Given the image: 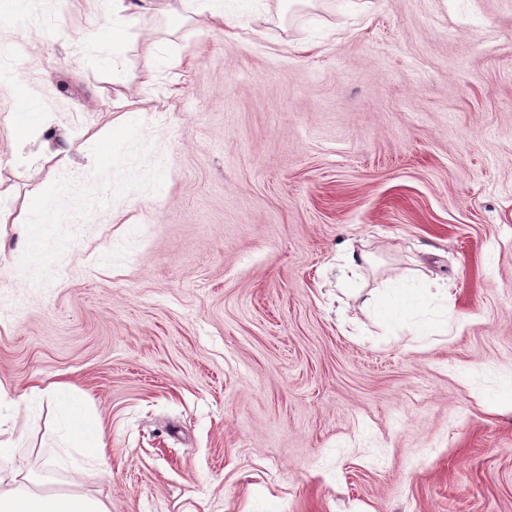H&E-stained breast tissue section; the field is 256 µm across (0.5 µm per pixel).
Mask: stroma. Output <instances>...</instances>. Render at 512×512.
Segmentation results:
<instances>
[{"mask_svg":"<svg viewBox=\"0 0 512 512\" xmlns=\"http://www.w3.org/2000/svg\"><path fill=\"white\" fill-rule=\"evenodd\" d=\"M224 2L233 37L0 14V469L107 512H512V0ZM31 393H38L56 402L65 420L67 435L77 440L91 439L87 449L94 456H99L100 448H105L103 431L98 422L81 415L70 397V386L66 383H51L43 389L34 386Z\"/></svg>","mask_w":512,"mask_h":512,"instance_id":"35a3bbf8","label":"stroma"}]
</instances>
